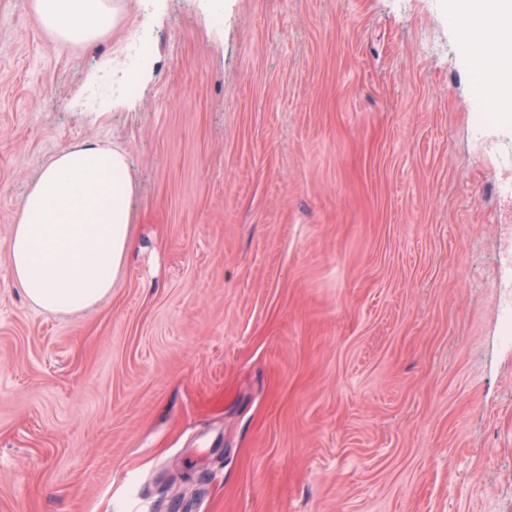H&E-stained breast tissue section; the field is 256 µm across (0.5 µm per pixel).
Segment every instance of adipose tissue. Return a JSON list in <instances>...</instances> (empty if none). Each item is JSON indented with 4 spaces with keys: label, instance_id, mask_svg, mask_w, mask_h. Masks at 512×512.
I'll return each instance as SVG.
<instances>
[{
    "label": "adipose tissue",
    "instance_id": "1",
    "mask_svg": "<svg viewBox=\"0 0 512 512\" xmlns=\"http://www.w3.org/2000/svg\"><path fill=\"white\" fill-rule=\"evenodd\" d=\"M38 23L58 42L82 44L115 23L112 0H34ZM469 22L460 37L471 60L492 58L495 106L512 109V0H448ZM135 184L124 152L95 141L59 150L24 195L13 226L9 270L42 311L68 314L112 294L132 245L129 207Z\"/></svg>",
    "mask_w": 512,
    "mask_h": 512
}]
</instances>
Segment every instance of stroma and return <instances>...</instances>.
<instances>
[{
    "label": "stroma",
    "mask_w": 512,
    "mask_h": 512,
    "mask_svg": "<svg viewBox=\"0 0 512 512\" xmlns=\"http://www.w3.org/2000/svg\"><path fill=\"white\" fill-rule=\"evenodd\" d=\"M474 69L448 0H139L84 47L0 0V512H512V122L473 138ZM86 139L134 247L54 315L11 233Z\"/></svg>",
    "instance_id": "stroma-1"
}]
</instances>
